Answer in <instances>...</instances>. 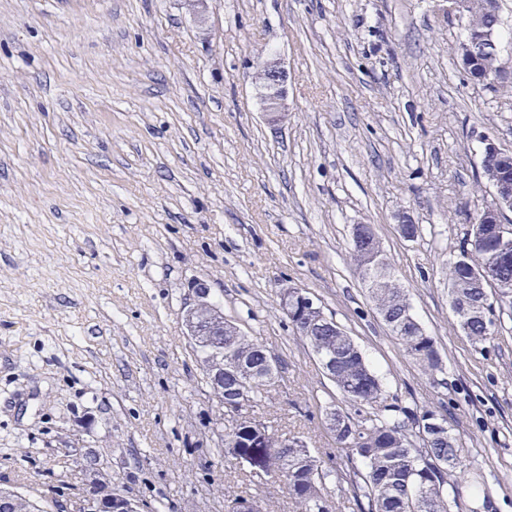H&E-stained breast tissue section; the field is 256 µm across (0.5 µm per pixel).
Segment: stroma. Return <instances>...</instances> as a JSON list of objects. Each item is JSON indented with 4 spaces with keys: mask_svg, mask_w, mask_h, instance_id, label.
Segmentation results:
<instances>
[{
    "mask_svg": "<svg viewBox=\"0 0 512 512\" xmlns=\"http://www.w3.org/2000/svg\"><path fill=\"white\" fill-rule=\"evenodd\" d=\"M466 24L445 0H0V484L68 498L90 451L145 512H224L219 484L291 512L224 459L181 320L202 280L279 361L257 418L345 465L323 424L340 394L279 307L304 289L488 473L457 512H512V320L481 350L448 299L493 201L482 136L512 153V87L464 70ZM272 59L277 125L256 89ZM355 224L376 225L441 383L374 311ZM263 80L260 81L261 97L264 109L272 121L280 120L285 115V97L287 74L276 61L265 62Z\"/></svg>",
    "mask_w": 512,
    "mask_h": 512,
    "instance_id": "obj_1",
    "label": "stroma"
}]
</instances>
